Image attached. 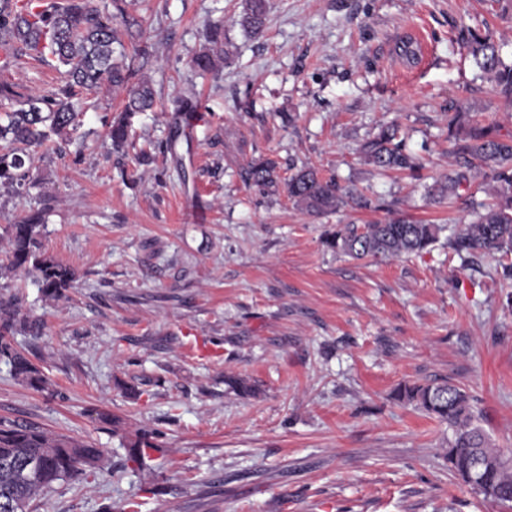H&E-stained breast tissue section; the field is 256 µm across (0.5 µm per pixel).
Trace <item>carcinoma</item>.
Here are the masks:
<instances>
[{
    "instance_id": "1",
    "label": "carcinoma",
    "mask_w": 512,
    "mask_h": 512,
    "mask_svg": "<svg viewBox=\"0 0 512 512\" xmlns=\"http://www.w3.org/2000/svg\"><path fill=\"white\" fill-rule=\"evenodd\" d=\"M137 0H111V7L99 8L93 0H55L47 6L31 0H0V47L6 57L33 54L41 60L50 56L65 67L67 84L51 96H21L15 99L12 87L0 83V102L20 104L0 115V190L18 193L30 179L39 150L59 142L73 144L77 129L74 99L83 91L106 85L125 94V106L113 117L107 136L118 149L129 139L128 117L133 112L153 108L155 90L147 76L123 61L114 59V45L121 43L119 28L138 25L129 9ZM267 20L265 0H245L240 24L260 31ZM475 65L495 83L496 91L512 97V66L503 63L491 37L472 30L460 33ZM209 47L191 59V67L203 74L219 70L227 57L224 23L209 24ZM448 137L456 140L448 151L452 169L444 181L433 187L440 198L459 196L478 174L490 180L493 202L449 241L458 253L473 251L489 256L512 255V138H503L490 127L474 125L459 134L456 113H448ZM365 161L380 172L408 171L417 174L421 161L408 152L398 130L383 126L361 147ZM245 180L258 188L278 184L277 165L259 158L249 163ZM285 189L296 206L319 216L337 211L352 194L343 191L332 178L325 179L313 168L292 174ZM41 214L36 212L19 224H8L3 233L8 240L6 262L0 275L20 272L30 278L45 300H57L73 287L71 269L57 262L40 241ZM443 224H422L404 216L384 222L336 226L325 234L322 244L329 250L352 258L372 256L392 260L404 254L420 253L438 240ZM28 328L16 301L0 300V362L10 367L19 382L37 390L49 388L50 381L40 366L17 351L12 338ZM395 397L406 400L427 415L448 424L451 436L443 448L448 469L464 473L474 459L487 463L481 481L471 488L482 493L489 485L491 500L512 503V458L493 447L491 438L478 425L470 394L444 380L428 384H400ZM156 449L139 435L128 445L130 461L145 469V449ZM38 468L29 471V463ZM105 450L88 441L51 432L33 422L0 419V512H34L37 501L54 484L77 475L96 476L104 468Z\"/></svg>"
}]
</instances>
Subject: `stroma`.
I'll return each mask as SVG.
<instances>
[{"instance_id":"stroma-1","label":"stroma","mask_w":512,"mask_h":512,"mask_svg":"<svg viewBox=\"0 0 512 512\" xmlns=\"http://www.w3.org/2000/svg\"><path fill=\"white\" fill-rule=\"evenodd\" d=\"M243 4L145 0L135 11L143 35L124 52L148 48L157 103L132 116L130 136L149 164L113 150L107 125L125 97L103 91L80 105L83 150L41 151L21 193L0 195V228L44 210L42 245L76 276L56 301L21 275L0 288L34 326L15 347L42 359L52 383L34 390L0 363V418L91 441L109 460L56 484L37 512L124 501L133 512H512L449 471L446 424L393 396L402 383L460 386L512 454V279L498 259L448 243L487 181L450 203L429 194L450 168L449 113L512 132V100L460 39L465 27L491 35L512 65V0H267L259 34L241 26ZM212 20L229 57L201 76L190 60ZM417 30L425 45L409 61L401 43ZM2 81L48 94L60 73L26 56L0 68ZM191 93L202 108L175 154L161 153L174 101ZM391 122L421 179L361 158ZM260 156L284 178L315 167L366 203L309 215L285 191L245 185ZM392 214L448 230L429 251L387 262L322 243L334 225ZM230 377L254 394L230 389ZM139 431L155 446L144 471L125 449Z\"/></svg>"}]
</instances>
